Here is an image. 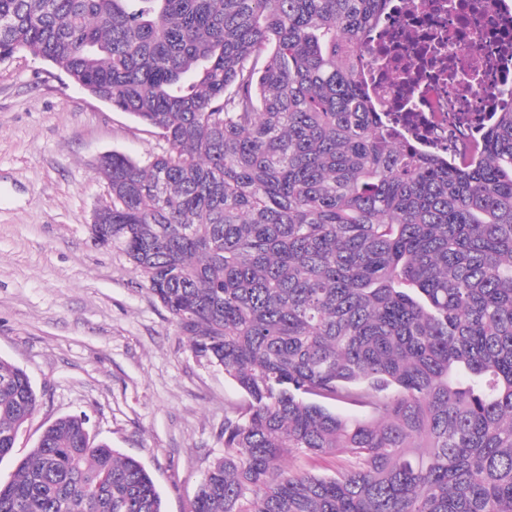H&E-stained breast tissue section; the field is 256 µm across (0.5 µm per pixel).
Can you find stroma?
Listing matches in <instances>:
<instances>
[{
	"label": "stroma",
	"mask_w": 512,
	"mask_h": 512,
	"mask_svg": "<svg viewBox=\"0 0 512 512\" xmlns=\"http://www.w3.org/2000/svg\"><path fill=\"white\" fill-rule=\"evenodd\" d=\"M165 146L42 60L0 62V358L40 399L1 479L64 415H86L97 440L138 459L164 512H188L224 454L225 407L242 393L195 356L126 255L89 233L108 201L98 159L144 162Z\"/></svg>",
	"instance_id": "35a3bbf8"
}]
</instances>
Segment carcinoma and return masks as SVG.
I'll list each match as a JSON object with an SVG mask.
<instances>
[{"label": "carcinoma", "mask_w": 512, "mask_h": 512, "mask_svg": "<svg viewBox=\"0 0 512 512\" xmlns=\"http://www.w3.org/2000/svg\"><path fill=\"white\" fill-rule=\"evenodd\" d=\"M392 2L0 0V61L168 145L98 172L112 245L244 395L189 512H512V106L458 162L404 146L357 68ZM38 406L0 358V461ZM0 512L163 510L69 415Z\"/></svg>", "instance_id": "obj_1"}]
</instances>
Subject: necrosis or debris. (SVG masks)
<instances>
[{
	"label": "necrosis or debris",
	"instance_id": "4bbe7bcc",
	"mask_svg": "<svg viewBox=\"0 0 512 512\" xmlns=\"http://www.w3.org/2000/svg\"><path fill=\"white\" fill-rule=\"evenodd\" d=\"M369 46L364 89L408 147L453 159L449 128L480 139L512 103V0H396Z\"/></svg>",
	"mask_w": 512,
	"mask_h": 512
}]
</instances>
